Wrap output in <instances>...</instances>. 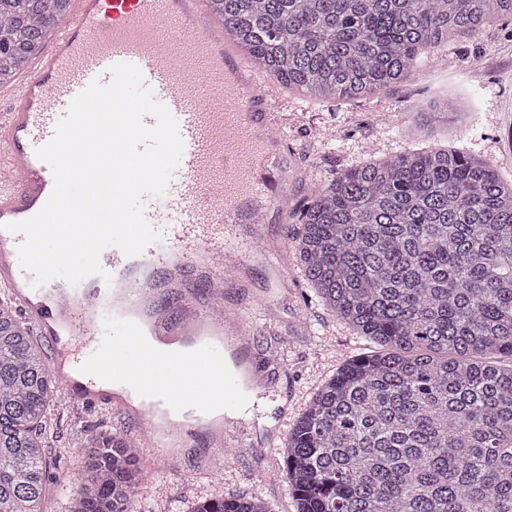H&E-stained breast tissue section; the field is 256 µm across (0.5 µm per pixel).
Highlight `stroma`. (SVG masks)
<instances>
[{
    "label": "stroma",
    "instance_id": "35a3bbf8",
    "mask_svg": "<svg viewBox=\"0 0 512 512\" xmlns=\"http://www.w3.org/2000/svg\"><path fill=\"white\" fill-rule=\"evenodd\" d=\"M454 98L461 115L428 134L408 132L411 113L442 97ZM287 135L278 173L287 194L286 214L266 220V242L280 256L252 249L245 272L224 274V304L238 312L250 333L240 379L260 381V402L242 447L222 472L224 451L204 435L193 436L165 464L149 465L153 451L141 449L137 506L142 512H193L217 495L260 496L273 512H296L284 479V456L268 442L269 430L286 436L313 394L347 361L375 346L327 310L304 281L296 253L298 217L323 182L367 160L390 159L406 148L466 149L489 160L512 180V25L495 21L473 35L449 39L412 79L357 101H325L283 92L277 105ZM45 454V512H67L62 480L79 482L86 455L78 443L98 434L135 430L133 419L102 403L63 406L53 395Z\"/></svg>",
    "mask_w": 512,
    "mask_h": 512
}]
</instances>
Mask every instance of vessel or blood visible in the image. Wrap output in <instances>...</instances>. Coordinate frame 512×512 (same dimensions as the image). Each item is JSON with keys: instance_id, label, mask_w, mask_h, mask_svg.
<instances>
[{"instance_id": "1", "label": "vessel or blood", "mask_w": 512, "mask_h": 512, "mask_svg": "<svg viewBox=\"0 0 512 512\" xmlns=\"http://www.w3.org/2000/svg\"><path fill=\"white\" fill-rule=\"evenodd\" d=\"M118 63L141 70L184 143L164 193L144 199L145 217L163 238L144 250L140 272H130L128 256L110 246L100 255L105 277L35 285L19 262L23 235L4 226L44 206L54 177L38 149L75 96L94 79L109 82ZM280 123L272 92L230 54L203 0H72L69 19L30 72L0 91V288L51 344L50 373L70 404L108 400L134 411L138 441L176 448L213 409L247 401L224 367L225 350H240L248 336L243 320L191 307L190 279H203L212 298L221 297L224 263L237 250L224 239L225 225L260 222L282 201L268 167L272 148L255 135ZM164 288L182 300L177 320L153 304ZM147 329L169 345L168 354L143 344ZM103 379L113 390L101 389ZM174 409L184 412L179 430L158 431L157 415Z\"/></svg>"}]
</instances>
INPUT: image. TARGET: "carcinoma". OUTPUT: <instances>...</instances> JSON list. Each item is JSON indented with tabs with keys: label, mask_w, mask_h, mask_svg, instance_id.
Returning <instances> with one entry per match:
<instances>
[{
	"label": "carcinoma",
	"mask_w": 512,
	"mask_h": 512,
	"mask_svg": "<svg viewBox=\"0 0 512 512\" xmlns=\"http://www.w3.org/2000/svg\"><path fill=\"white\" fill-rule=\"evenodd\" d=\"M71 0H0V86L45 49ZM232 43L283 85L354 99L410 79L512 0H208ZM300 268L382 347L348 361L284 442L297 512H512V181L455 149L369 160L301 212ZM48 364L0 303V512H43ZM69 512H137L138 448L103 434ZM193 512H271L214 496Z\"/></svg>",
	"instance_id": "carcinoma-1"
}]
</instances>
